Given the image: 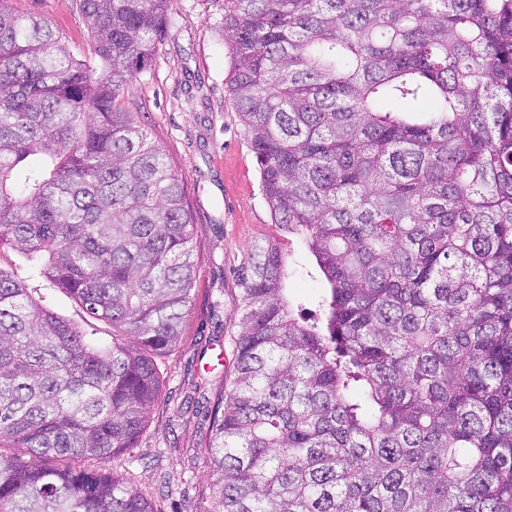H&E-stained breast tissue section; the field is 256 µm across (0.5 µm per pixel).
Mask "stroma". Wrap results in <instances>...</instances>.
Returning a JSON list of instances; mask_svg holds the SVG:
<instances>
[{"label":"stroma","mask_w":512,"mask_h":512,"mask_svg":"<svg viewBox=\"0 0 512 512\" xmlns=\"http://www.w3.org/2000/svg\"><path fill=\"white\" fill-rule=\"evenodd\" d=\"M62 32L80 55L91 44L75 0H9ZM221 0H171L170 22L151 64L123 102L181 178L195 226V286L179 345L157 360L160 395L129 452L92 462L124 474L154 512H212L206 443L220 394L236 375L239 273L255 244L280 236L259 170L225 90L230 68ZM169 487H161L160 476Z\"/></svg>","instance_id":"stroma-1"}]
</instances>
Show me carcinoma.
Here are the masks:
<instances>
[{
	"label": "carcinoma",
	"instance_id": "carcinoma-1",
	"mask_svg": "<svg viewBox=\"0 0 512 512\" xmlns=\"http://www.w3.org/2000/svg\"><path fill=\"white\" fill-rule=\"evenodd\" d=\"M5 2L0 245L27 275L0 268V512H153L81 462L134 447L192 302L183 185L121 105L170 0H79L89 59ZM222 25L264 199L325 288L295 303L281 242L254 246L214 512H512V0H224ZM51 307L65 319L80 322L81 310L67 295L58 291L51 292Z\"/></svg>",
	"mask_w": 512,
	"mask_h": 512
}]
</instances>
